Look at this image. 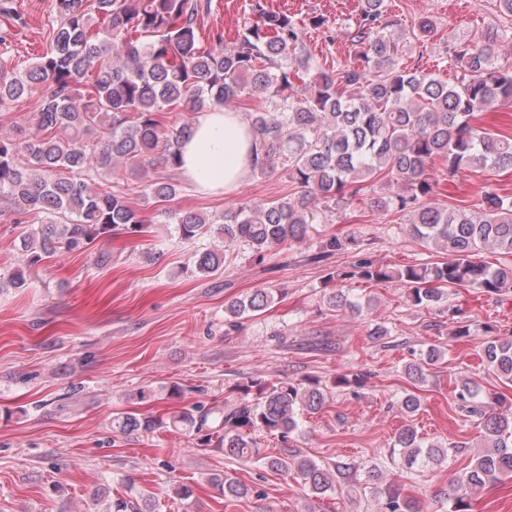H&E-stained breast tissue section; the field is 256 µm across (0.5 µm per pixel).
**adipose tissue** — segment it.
Listing matches in <instances>:
<instances>
[{
  "instance_id": "obj_1",
  "label": "adipose tissue",
  "mask_w": 512,
  "mask_h": 512,
  "mask_svg": "<svg viewBox=\"0 0 512 512\" xmlns=\"http://www.w3.org/2000/svg\"><path fill=\"white\" fill-rule=\"evenodd\" d=\"M256 149L242 113L207 108L197 113L193 132L181 145L180 172L199 193L228 195L249 179Z\"/></svg>"
}]
</instances>
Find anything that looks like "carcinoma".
I'll return each instance as SVG.
<instances>
[{"mask_svg": "<svg viewBox=\"0 0 512 512\" xmlns=\"http://www.w3.org/2000/svg\"><path fill=\"white\" fill-rule=\"evenodd\" d=\"M49 44L21 74L0 61V106L42 91L38 132L0 137V203L15 216L35 214L39 227L22 242L23 268L10 284H26L24 269L36 267L56 251H79L96 239L119 231L144 233L149 219L131 204L137 196L164 211L181 239L210 233L222 245L194 253L195 271L210 277L227 255L243 248L260 259L270 249L300 241L309 225L324 224L373 187L378 178L397 189L375 198L380 209L399 215L405 230L436 258L400 267L369 259L329 274L334 287L324 292L333 311L359 314L351 289L354 281L397 282L417 308L440 303L450 288H475L489 296L512 295V264L493 266L486 252L512 256V197L491 190L466 206L440 202L434 165L450 177L463 171L512 170V133L491 132L475 123L476 113L493 105H512V64H498L494 46L512 38V28H488L481 37L455 44L443 63L455 83L404 62V37L391 32L385 0H360L350 40L357 62L340 69L311 72L306 29L328 23L323 15L305 21L274 11L266 0H251L252 18L238 29L230 46L223 35L206 47L200 22L211 0H52ZM434 22L425 17L412 28L413 42L425 43ZM258 95L267 108L248 113L260 153L252 172L264 176L275 166L288 169L297 191L255 205L224 208L218 222L192 211L170 212L164 205L176 185L149 176L161 164L177 169L180 146L195 113ZM183 111L167 126L163 114ZM137 179L121 182L123 171ZM112 185L97 191L92 182ZM274 301L255 290L224 306V316L238 321L265 313ZM491 336L480 359L504 385L512 384V334ZM444 353L429 347L405 365L417 385ZM255 396H250V392ZM459 408L484 423L482 450L469 470L436 494L444 512H473L475 495L512 477V412L502 411L501 396L483 394L476 383L457 382ZM326 391L310 379L253 383L222 408L197 405L173 416V426L191 433L202 446L221 448L239 460L263 461L275 471L293 473L310 495L335 487L336 476L350 487L364 486L378 497L377 512H421L418 500L404 495L375 466L356 461L319 464L300 453L262 456L257 431L288 444L304 413H316ZM420 396L404 391L402 414L421 408ZM160 422L126 412L112 422L121 434L150 431ZM393 447L407 468L424 477L448 463L449 454L467 442L424 443L415 427L402 425ZM211 482L224 497L241 498L247 486L218 475Z\"/></svg>", "mask_w": 512, "mask_h": 512, "instance_id": "obj_1", "label": "carcinoma"}]
</instances>
